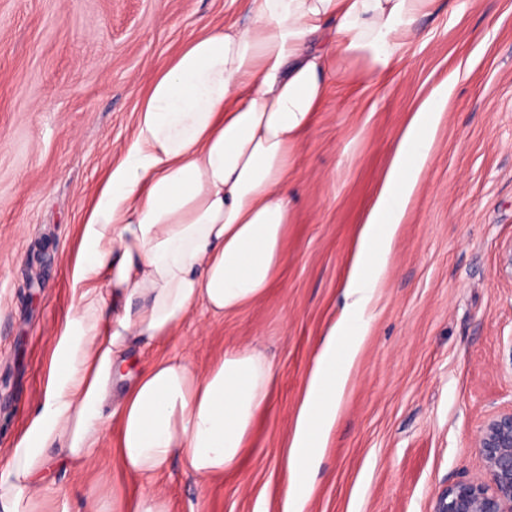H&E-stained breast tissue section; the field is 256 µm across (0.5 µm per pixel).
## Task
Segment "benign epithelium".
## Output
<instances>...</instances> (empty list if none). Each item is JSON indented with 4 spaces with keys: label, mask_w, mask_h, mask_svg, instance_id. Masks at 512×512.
<instances>
[{
    "label": "benign epithelium",
    "mask_w": 512,
    "mask_h": 512,
    "mask_svg": "<svg viewBox=\"0 0 512 512\" xmlns=\"http://www.w3.org/2000/svg\"><path fill=\"white\" fill-rule=\"evenodd\" d=\"M475 447L485 479L448 485L433 512H512V407L488 414Z\"/></svg>",
    "instance_id": "1"
}]
</instances>
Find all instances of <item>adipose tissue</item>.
<instances>
[{"label": "adipose tissue", "instance_id": "ef3b65f1", "mask_svg": "<svg viewBox=\"0 0 512 512\" xmlns=\"http://www.w3.org/2000/svg\"><path fill=\"white\" fill-rule=\"evenodd\" d=\"M434 0H250L245 23L193 37L149 81L131 136L82 219L71 267L77 304L54 333L30 429L0 468V512H42L48 449L91 461L126 346L173 339L203 307L261 299L286 262L285 186L332 83L395 70ZM448 103L439 85L411 112L362 224L347 309L323 341L297 409L282 512H303L369 334L372 307ZM275 374L254 346L206 368L165 354L120 396L112 455L152 480L174 459L206 482L233 469Z\"/></svg>", "mask_w": 512, "mask_h": 512}]
</instances>
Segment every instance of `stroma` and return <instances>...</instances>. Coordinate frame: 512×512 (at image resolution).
<instances>
[{"label":"stroma","instance_id":"stroma-1","mask_svg":"<svg viewBox=\"0 0 512 512\" xmlns=\"http://www.w3.org/2000/svg\"><path fill=\"white\" fill-rule=\"evenodd\" d=\"M247 0H0V465L32 424L53 333L74 302L84 211L136 120L156 67ZM380 83L331 87L290 190L287 261L266 295L218 319L195 310L168 352L207 367L254 343L276 377L238 466L199 484L181 462L146 482L108 454L74 467L48 451L46 512L93 489L160 493L171 512H281L286 440L307 373L343 314L352 247L408 114L448 104L400 227L304 512H432L478 480L476 435L512 407V0H436Z\"/></svg>","mask_w":512,"mask_h":512}]
</instances>
